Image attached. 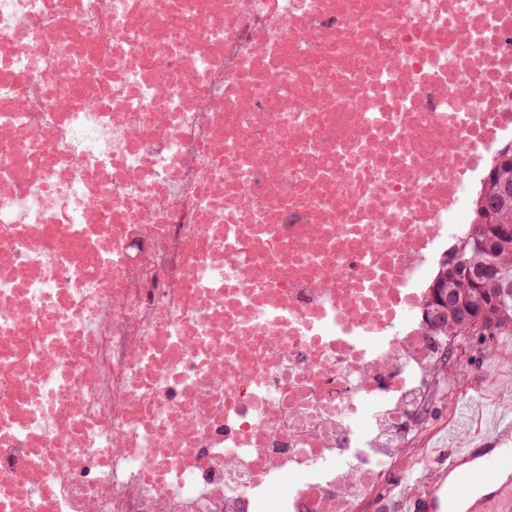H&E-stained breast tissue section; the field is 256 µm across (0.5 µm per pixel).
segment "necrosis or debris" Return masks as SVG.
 Segmentation results:
<instances>
[{
	"mask_svg": "<svg viewBox=\"0 0 512 512\" xmlns=\"http://www.w3.org/2000/svg\"><path fill=\"white\" fill-rule=\"evenodd\" d=\"M512 139V0H0V512H361Z\"/></svg>",
	"mask_w": 512,
	"mask_h": 512,
	"instance_id": "4bbe7bcc",
	"label": "necrosis or debris"
}]
</instances>
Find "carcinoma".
I'll return each instance as SVG.
<instances>
[{
	"instance_id": "1",
	"label": "carcinoma",
	"mask_w": 512,
	"mask_h": 512,
	"mask_svg": "<svg viewBox=\"0 0 512 512\" xmlns=\"http://www.w3.org/2000/svg\"><path fill=\"white\" fill-rule=\"evenodd\" d=\"M474 213V231L491 237L492 255L469 251L462 266L451 274L448 273V264L440 265L430 288L426 309L437 311L440 301L451 293L455 296L454 305L444 318L432 319L441 333L457 338L473 335V329L464 321V316L481 311L494 323L499 335L512 336V297L500 302L480 287L483 267L490 259L512 275V235L504 237L497 232V226L501 224L512 225V141L499 149L491 164L488 176L477 192Z\"/></svg>"
}]
</instances>
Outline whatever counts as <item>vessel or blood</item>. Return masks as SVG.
<instances>
[{
    "label": "vessel or blood",
    "mask_w": 512,
    "mask_h": 512,
    "mask_svg": "<svg viewBox=\"0 0 512 512\" xmlns=\"http://www.w3.org/2000/svg\"><path fill=\"white\" fill-rule=\"evenodd\" d=\"M501 442L496 436L487 447L450 452L440 465L437 489L424 497L407 495L405 512H488L501 494L502 471L512 470V448Z\"/></svg>",
    "instance_id": "b4317fda"
}]
</instances>
